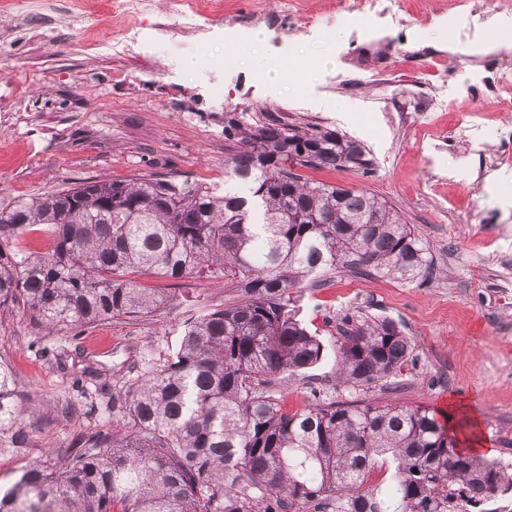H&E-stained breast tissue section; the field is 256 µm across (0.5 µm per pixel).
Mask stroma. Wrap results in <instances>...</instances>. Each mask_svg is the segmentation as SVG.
<instances>
[{
	"label": "stroma",
	"instance_id": "obj_1",
	"mask_svg": "<svg viewBox=\"0 0 512 512\" xmlns=\"http://www.w3.org/2000/svg\"><path fill=\"white\" fill-rule=\"evenodd\" d=\"M299 29L244 28L203 21L180 28L182 0H155L151 15L109 14L102 0H35L26 14L0 0V206L88 181L131 182L161 175L182 183L224 186V161L241 147L224 128L251 130L276 123L321 128L352 137L373 166L310 170L307 178L365 187L399 208L433 248L435 271L423 283L332 270L306 285L296 307L324 345L322 361L279 388L294 411L314 398L425 405L436 415L461 409L477 418L495 457L512 458V148L500 171L479 177L464 141L453 138L456 111L481 110L485 150L512 126V93L460 92L472 77L471 48L461 58L449 94L455 112H417L425 76L416 54L449 50L448 0H400L405 25L382 19L371 31L348 25L342 0H288ZM138 32L124 54L117 33ZM266 58L315 60L302 85L284 75L260 77L245 63L224 66L230 38ZM215 62L199 64L201 53ZM223 86L215 96L214 86ZM413 115L399 124L394 108ZM178 298L156 316L50 332L16 304L0 306V361L27 397L24 423L38 427L28 454L0 453V492L32 461H49L75 436L109 430L118 421L112 388L179 346L186 321L227 302L221 277L176 284ZM388 317L415 345V364L359 391L336 383V325L344 315ZM97 371L83 390L74 373Z\"/></svg>",
	"mask_w": 512,
	"mask_h": 512
}]
</instances>
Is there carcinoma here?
Wrapping results in <instances>:
<instances>
[{
	"label": "carcinoma",
	"instance_id": "obj_1",
	"mask_svg": "<svg viewBox=\"0 0 512 512\" xmlns=\"http://www.w3.org/2000/svg\"><path fill=\"white\" fill-rule=\"evenodd\" d=\"M224 160V192L142 178L86 182L0 210V304L23 305L60 328L138 319L176 293L137 276L179 281L207 270L237 296L184 325L178 349L112 392L124 419L80 435L54 468L32 463L0 497V512H254L255 486L278 505L331 512H494L512 491V466L457 451L425 406L397 402L281 405L285 378L318 364L324 347L296 311L293 290L329 270L424 281L427 243L385 198L307 181L288 169L358 171L365 147L324 129L263 125ZM43 225L46 253L19 238ZM336 379L354 390L414 364V344L393 320L336 326ZM22 398L0 363V449L24 453ZM380 471L389 478L378 482Z\"/></svg>",
	"mask_w": 512,
	"mask_h": 512
}]
</instances>
